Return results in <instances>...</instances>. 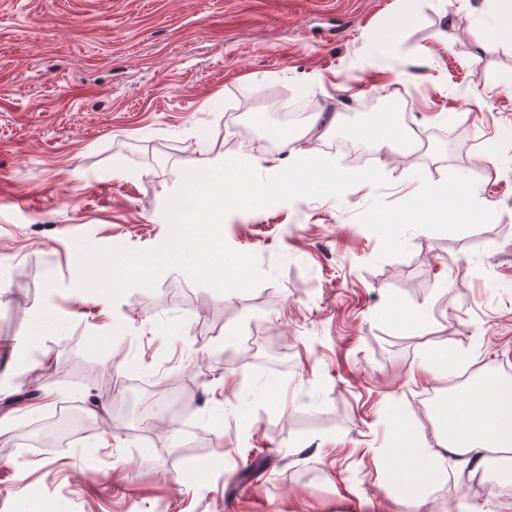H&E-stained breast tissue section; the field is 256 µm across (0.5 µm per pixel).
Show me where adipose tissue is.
<instances>
[{
  "instance_id": "obj_1",
  "label": "adipose tissue",
  "mask_w": 512,
  "mask_h": 512,
  "mask_svg": "<svg viewBox=\"0 0 512 512\" xmlns=\"http://www.w3.org/2000/svg\"><path fill=\"white\" fill-rule=\"evenodd\" d=\"M440 450L426 453L406 424L395 421L392 478L399 502L417 512L424 481L447 473L475 472L486 453L512 445V386L483 377L463 386L437 411Z\"/></svg>"
}]
</instances>
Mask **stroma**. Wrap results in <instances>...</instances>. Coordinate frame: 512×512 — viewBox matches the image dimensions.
Segmentation results:
<instances>
[{
    "mask_svg": "<svg viewBox=\"0 0 512 512\" xmlns=\"http://www.w3.org/2000/svg\"><path fill=\"white\" fill-rule=\"evenodd\" d=\"M495 0H0V512H397L393 414L437 448L453 387L512 372V51ZM311 156L384 185L229 212L268 278L220 293L177 269L118 300L76 289V238L148 250L184 170L270 154L273 112ZM427 135L406 159L339 151L370 113ZM481 206L429 208L421 179ZM261 337L276 366L242 337ZM186 417L140 432L157 394ZM84 416L52 441L60 411ZM447 473L420 512H502Z\"/></svg>",
    "mask_w": 512,
    "mask_h": 512,
    "instance_id": "obj_1",
    "label": "stroma"
}]
</instances>
